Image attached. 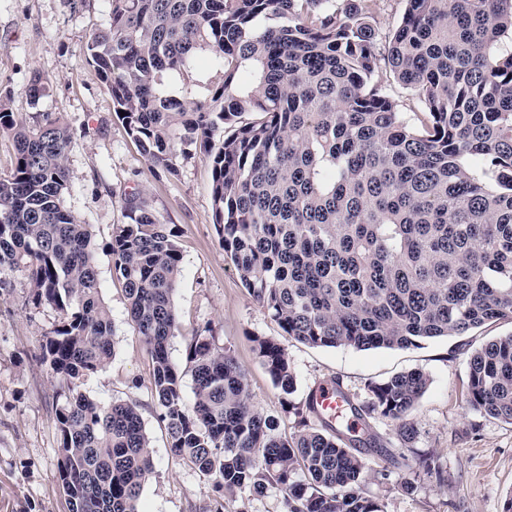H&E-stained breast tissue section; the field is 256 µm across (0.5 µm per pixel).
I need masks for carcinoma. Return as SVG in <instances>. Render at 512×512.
<instances>
[{
	"mask_svg": "<svg viewBox=\"0 0 512 512\" xmlns=\"http://www.w3.org/2000/svg\"><path fill=\"white\" fill-rule=\"evenodd\" d=\"M373 0H109V22L86 43L113 112L143 156L177 172L176 145H195L212 173L214 220L244 287L282 333L255 353L285 395L295 376L283 341L404 349L512 322V0H406L382 38ZM206 54L222 85L188 80ZM410 90L414 120L390 91ZM124 115H119V111ZM15 150L0 176V290L25 272L33 304L64 313L42 361L70 395L56 411L59 479L70 512H139L154 468L133 401L105 404L77 382L112 355L88 225L61 204L73 132L43 112L33 122L0 104ZM113 225L107 249L131 323L153 365L158 419L172 455L224 493L277 488L286 512H385L367 497L347 426L377 413L411 443L409 415L429 385L421 371L371 382L342 415L309 394L294 430L251 401L233 354L198 335L189 347L194 400L171 363L181 253L144 205ZM512 423V334L468 358V398ZM403 481L445 482L432 458Z\"/></svg>",
	"mask_w": 512,
	"mask_h": 512,
	"instance_id": "1",
	"label": "carcinoma"
}]
</instances>
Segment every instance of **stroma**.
Here are the masks:
<instances>
[{
    "label": "stroma",
    "instance_id": "1",
    "mask_svg": "<svg viewBox=\"0 0 512 512\" xmlns=\"http://www.w3.org/2000/svg\"><path fill=\"white\" fill-rule=\"evenodd\" d=\"M108 12V0H0V98L26 117L59 113L74 132L62 205L92 230L100 296L110 311L114 341L112 357L85 377L79 390L102 403L138 404L154 457L140 512H202L215 491L211 479L168 448L166 429L157 418L152 361L129 319L123 284L112 272L106 249L112 227L127 223L130 207L139 203L175 231L182 256L169 357L183 376L185 402L194 399L187 349L206 329L216 346L230 349L245 373L253 404L276 417L283 435L294 426L286 403L303 404L319 383L340 381L354 403L364 405L370 399L369 383L422 371L430 381L410 413L417 428L412 443L399 440L389 419H365L378 446L394 456L388 462L360 449L368 466L365 494L383 503L385 512H505L512 499V424L473 409L465 391L469 354L512 333V322L407 349L359 351L291 341L285 348L295 390L283 398L252 342L256 336L280 338L281 330L253 301L224 252L214 226L209 162L190 145L177 159V175L152 166L116 118L106 87L87 60L88 36L106 23ZM37 74L47 81L48 91L34 103L25 88ZM9 279L10 288L0 292V512H69L59 480L56 421L67 393L40 359L41 344L62 314L53 306L31 303L23 272H12ZM423 454L438 459L446 483L421 479L404 491L408 466Z\"/></svg>",
    "mask_w": 512,
    "mask_h": 512
}]
</instances>
